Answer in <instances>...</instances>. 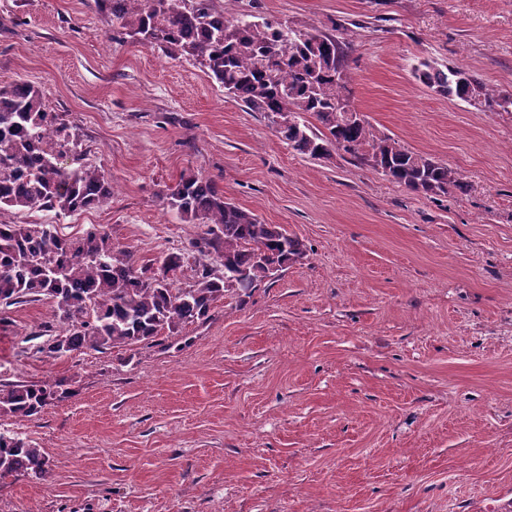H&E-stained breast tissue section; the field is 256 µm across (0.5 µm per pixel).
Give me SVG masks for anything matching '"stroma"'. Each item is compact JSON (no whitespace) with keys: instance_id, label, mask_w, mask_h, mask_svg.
I'll return each mask as SVG.
<instances>
[{"instance_id":"1","label":"stroma","mask_w":512,"mask_h":512,"mask_svg":"<svg viewBox=\"0 0 512 512\" xmlns=\"http://www.w3.org/2000/svg\"><path fill=\"white\" fill-rule=\"evenodd\" d=\"M227 10L335 31L353 108L467 189L429 196L341 151L294 152L191 58L116 36L94 0H0V85L39 87L114 187L98 209L7 221L96 227L155 264L203 232L163 202L191 171L307 249L150 345L41 358L28 335L50 304L5 310L0 383L71 394L0 419L52 462L0 479V512H512V112L412 71L461 67L512 96V0Z\"/></svg>"}]
</instances>
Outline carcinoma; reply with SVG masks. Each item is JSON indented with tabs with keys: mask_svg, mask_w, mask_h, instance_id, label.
Listing matches in <instances>:
<instances>
[{
	"mask_svg": "<svg viewBox=\"0 0 512 512\" xmlns=\"http://www.w3.org/2000/svg\"><path fill=\"white\" fill-rule=\"evenodd\" d=\"M112 16V27L172 56L193 59L224 94L261 112L291 148L311 158L341 149L377 172L426 195L446 194L464 183L450 167L417 154L397 140L377 136L368 121L343 117L346 52L336 36L301 30L274 17L228 19L216 0H95ZM436 92L507 112L512 97L497 98L460 67L415 68ZM314 117L322 129L310 125ZM34 85H0V215L38 209L66 215L99 208L110 200L112 180L71 152L66 128ZM185 224L206 230L192 242L194 274L182 283L187 257L170 253L163 276L138 265L131 251L112 246L92 229L70 238L54 224L0 220V306L45 301L58 325L30 333L34 353L60 358L82 348L128 349L156 341L209 317L224 299V274L233 290L248 292L270 274L306 256L305 245L276 224L224 197L212 181L183 173L163 197ZM68 395L66 380L0 384V417L30 418ZM43 449L0 430V478L48 473Z\"/></svg>",
	"mask_w": 512,
	"mask_h": 512,
	"instance_id": "obj_1",
	"label": "carcinoma"
}]
</instances>
